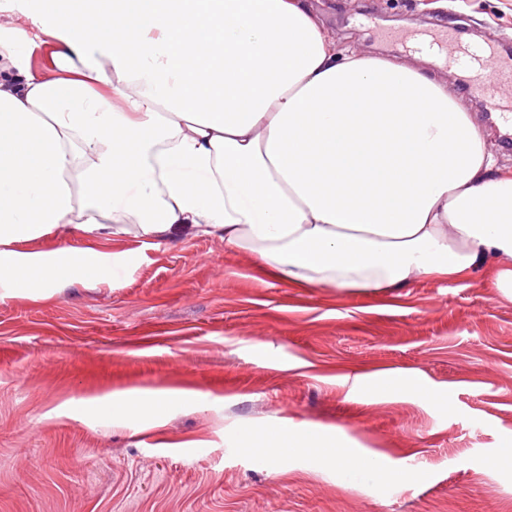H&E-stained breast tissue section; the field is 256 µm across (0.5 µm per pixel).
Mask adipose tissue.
I'll return each mask as SVG.
<instances>
[{"mask_svg":"<svg viewBox=\"0 0 512 512\" xmlns=\"http://www.w3.org/2000/svg\"><path fill=\"white\" fill-rule=\"evenodd\" d=\"M16 12L38 18L49 71ZM412 55L338 47L308 0H0V297L106 280L95 243L176 232L297 288H512V168L429 73L443 52ZM353 185L375 205L347 204ZM66 225L88 246L18 252ZM243 445L352 469L332 431L281 423Z\"/></svg>","mask_w":512,"mask_h":512,"instance_id":"1","label":"adipose tissue"}]
</instances>
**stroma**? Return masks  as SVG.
I'll use <instances>...</instances> for the list:
<instances>
[{
    "label": "stroma",
    "instance_id": "stroma-1",
    "mask_svg": "<svg viewBox=\"0 0 512 512\" xmlns=\"http://www.w3.org/2000/svg\"><path fill=\"white\" fill-rule=\"evenodd\" d=\"M337 45L439 17L512 68V0H308ZM465 75L454 88L512 167V134ZM111 279L0 298V512H512V301L482 276L380 295L264 277L214 236L103 246ZM429 397L386 387L387 374ZM181 390L159 420L116 421L112 396ZM332 428L380 455L349 478L306 453L257 462L247 429Z\"/></svg>",
    "mask_w": 512,
    "mask_h": 512
}]
</instances>
